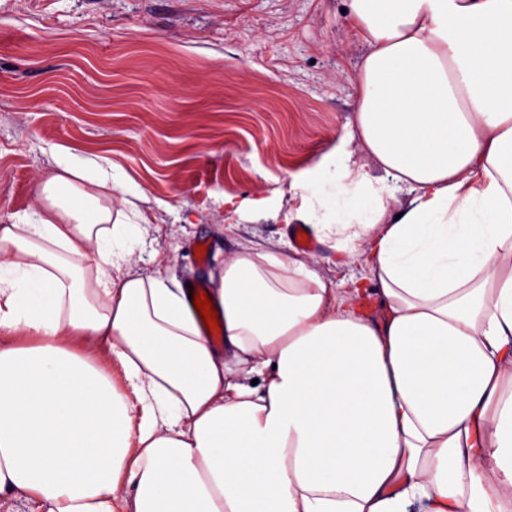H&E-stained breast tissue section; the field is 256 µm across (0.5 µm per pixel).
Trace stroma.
Wrapping results in <instances>:
<instances>
[{
  "label": "stroma",
  "instance_id": "obj_1",
  "mask_svg": "<svg viewBox=\"0 0 512 512\" xmlns=\"http://www.w3.org/2000/svg\"><path fill=\"white\" fill-rule=\"evenodd\" d=\"M347 6L0 0V216L35 207L64 148L138 185L131 272L160 252L174 282L205 283L242 245L291 254L290 177L333 157L356 105Z\"/></svg>",
  "mask_w": 512,
  "mask_h": 512
}]
</instances>
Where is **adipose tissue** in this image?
Masks as SVG:
<instances>
[{
  "instance_id": "ef3b65f1",
  "label": "adipose tissue",
  "mask_w": 512,
  "mask_h": 512,
  "mask_svg": "<svg viewBox=\"0 0 512 512\" xmlns=\"http://www.w3.org/2000/svg\"><path fill=\"white\" fill-rule=\"evenodd\" d=\"M348 26L368 47L357 106L287 219L364 276L332 288L242 246L210 290L216 349L164 263L124 272L149 221L131 187L58 150L36 209L0 225V493L47 512H512V0H350ZM73 336L111 339L112 364Z\"/></svg>"
}]
</instances>
